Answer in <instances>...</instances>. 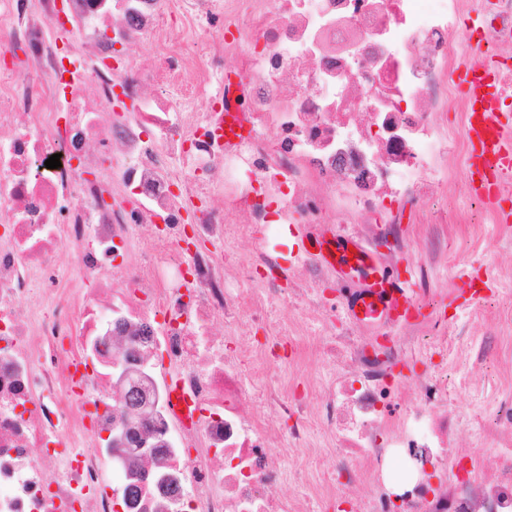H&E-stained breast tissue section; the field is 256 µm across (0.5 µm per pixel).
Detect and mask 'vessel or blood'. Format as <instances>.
<instances>
[{
  "mask_svg": "<svg viewBox=\"0 0 512 512\" xmlns=\"http://www.w3.org/2000/svg\"><path fill=\"white\" fill-rule=\"evenodd\" d=\"M499 61L488 52L464 61L457 72L463 96L472 107L466 130L471 150L465 175L470 193L488 204L500 201V178L512 171V118L501 109L496 94ZM299 251L320 257L331 269L336 286L344 290V310L355 322L374 326L395 318L419 320L425 306L409 280L388 269L376 250L337 232L304 233Z\"/></svg>",
  "mask_w": 512,
  "mask_h": 512,
  "instance_id": "obj_1",
  "label": "vessel or blood"
}]
</instances>
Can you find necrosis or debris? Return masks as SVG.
<instances>
[{"instance_id":"1","label":"necrosis or debris","mask_w":512,"mask_h":512,"mask_svg":"<svg viewBox=\"0 0 512 512\" xmlns=\"http://www.w3.org/2000/svg\"><path fill=\"white\" fill-rule=\"evenodd\" d=\"M474 13L512 58V0H0V56L25 51L0 70V512H512L511 451L490 478L449 466L446 383L403 402L415 336L346 328L324 380L273 378L242 316L321 312L332 272L296 255L305 288L264 252L224 263L256 224L360 215L389 261L405 214L470 223L430 187L469 150ZM217 112L248 129L232 149ZM130 357L145 374L115 383ZM147 390L166 446L108 476Z\"/></svg>"}]
</instances>
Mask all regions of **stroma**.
Returning a JSON list of instances; mask_svg holds the SVG:
<instances>
[{"instance_id": "1", "label": "stroma", "mask_w": 512, "mask_h": 512, "mask_svg": "<svg viewBox=\"0 0 512 512\" xmlns=\"http://www.w3.org/2000/svg\"><path fill=\"white\" fill-rule=\"evenodd\" d=\"M403 230L410 247L391 268L411 277L426 306L418 323L419 343L429 344L446 329L461 350L448 366V406L468 422L451 427L452 445L493 466L504 447L505 411L512 407V385L505 382L512 374V342L489 336L486 327L512 318V223L407 224ZM471 268L486 271L493 289L481 308L452 306L451 294L463 286L459 274Z\"/></svg>"}]
</instances>
